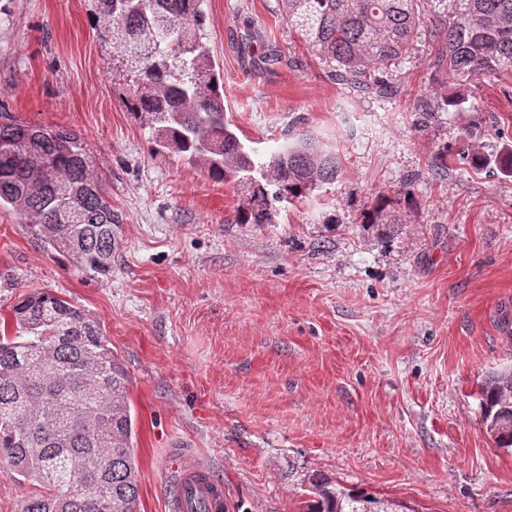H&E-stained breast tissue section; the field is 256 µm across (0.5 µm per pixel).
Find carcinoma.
<instances>
[{"mask_svg": "<svg viewBox=\"0 0 512 512\" xmlns=\"http://www.w3.org/2000/svg\"><path fill=\"white\" fill-rule=\"evenodd\" d=\"M112 53V86L154 146L208 166L218 181L249 185L239 224H265L292 202L336 180V154L301 138L279 150L261 178L224 119L220 73L206 42L205 0H92ZM288 22L342 85L397 95L391 66L426 29L444 35L435 73L467 89L512 72V0H281ZM9 205L53 253L90 279L112 276L119 216L84 138L0 115V208ZM15 333L0 335V462L41 493L19 512H138L130 377L99 322L52 290L12 307ZM53 343L45 362L40 346ZM483 417L499 448H512V372L481 388ZM308 512H388L376 498L317 481Z\"/></svg>", "mask_w": 512, "mask_h": 512, "instance_id": "carcinoma-1", "label": "carcinoma"}]
</instances>
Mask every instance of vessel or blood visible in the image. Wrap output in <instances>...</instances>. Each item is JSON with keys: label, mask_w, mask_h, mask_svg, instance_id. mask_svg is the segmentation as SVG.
Segmentation results:
<instances>
[{"label": "vessel or blood", "mask_w": 512, "mask_h": 512, "mask_svg": "<svg viewBox=\"0 0 512 512\" xmlns=\"http://www.w3.org/2000/svg\"><path fill=\"white\" fill-rule=\"evenodd\" d=\"M167 474L173 482L170 512H224V486L208 466L182 448L168 455Z\"/></svg>", "instance_id": "b4317fda"}]
</instances>
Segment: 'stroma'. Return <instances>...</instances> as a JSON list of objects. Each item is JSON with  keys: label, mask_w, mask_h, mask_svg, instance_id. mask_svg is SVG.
<instances>
[{"label": "stroma", "mask_w": 512, "mask_h": 512, "mask_svg": "<svg viewBox=\"0 0 512 512\" xmlns=\"http://www.w3.org/2000/svg\"><path fill=\"white\" fill-rule=\"evenodd\" d=\"M91 9L0 0V108L82 135L121 219L112 276L0 208V320L49 288L101 324L130 376L140 512H167L172 448L211 467L226 512H306L318 478L389 512H512V450L479 405L512 368V72L444 107L426 34L378 98L337 84L280 0H206L245 146L265 163L308 134L341 164L239 224L247 188L155 152L127 112Z\"/></svg>", "instance_id": "35a3bbf8"}]
</instances>
